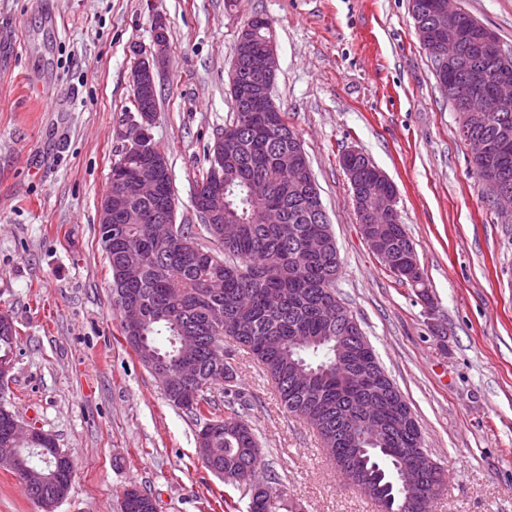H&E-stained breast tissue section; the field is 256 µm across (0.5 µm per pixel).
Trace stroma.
<instances>
[{
    "label": "stroma",
    "mask_w": 512,
    "mask_h": 512,
    "mask_svg": "<svg viewBox=\"0 0 512 512\" xmlns=\"http://www.w3.org/2000/svg\"><path fill=\"white\" fill-rule=\"evenodd\" d=\"M459 4L512 48V0ZM257 14L277 46L274 97L336 237V292L448 475L433 512H512V215L486 199L409 0H0V314L17 332L6 403L73 460L55 512H122L130 484L157 512H248V495L198 456L195 416L126 344L97 214L159 17L171 39L152 134L177 223L199 224L191 198L234 118L229 70ZM350 149L394 183L431 303L362 236L340 163ZM224 349L239 411L290 497L305 512H378L283 409L262 365L232 341Z\"/></svg>",
    "instance_id": "obj_1"
}]
</instances>
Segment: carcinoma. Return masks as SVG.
<instances>
[{
  "label": "carcinoma",
  "instance_id": "obj_1",
  "mask_svg": "<svg viewBox=\"0 0 512 512\" xmlns=\"http://www.w3.org/2000/svg\"><path fill=\"white\" fill-rule=\"evenodd\" d=\"M459 23L466 37L459 59L448 65V72L461 78L475 65L487 71L512 70L511 55L503 57L481 46L483 24L465 11L459 14ZM248 25L256 29L253 46L258 50L272 36V23L256 15ZM267 116L251 113V121L239 132L235 166L224 174L227 189L220 196V206L238 225L236 236L226 240L223 225L201 224L221 250L199 242L203 232L194 231L191 224L176 225V236L164 244L151 236V220L113 224L125 244L137 248L143 257L139 269L128 273L122 248L112 246V294L121 320L130 316L140 320L137 337L126 343L147 368L157 360L173 367L191 366L192 376L172 380L165 397L176 406L179 395L193 392L195 407L189 412L204 419V441H196L199 455L209 470L224 474L225 484L248 490L249 512H293V505L270 464L266 465L268 485L250 484L249 470L261 465L264 452L234 403L228 402L222 415L202 408L211 405L205 392L214 385L222 382L225 393H237L230 380L231 363L224 361L222 369L216 366L213 345L221 332L212 328V315L217 313L223 316V326L263 364L283 408L296 417L312 419L323 449L340 474L357 469L377 490L375 503L381 509L422 512L421 501L395 481V472L410 452L424 450L421 432L372 437L365 425L366 409L377 403L382 419H389L390 391L376 383L354 387L336 375L341 352L355 346V334L344 322H336V241L308 254L307 239L324 237L328 223L309 207L298 183L275 166L276 157L290 146L293 129L287 114H277L280 136L266 133ZM470 133L485 138L512 136V107L476 123ZM357 165L362 168L361 191L367 200L386 192L363 159ZM254 182L268 187L267 197L260 202L249 194ZM262 203L279 208L282 223H250L252 209ZM374 221L394 258L403 261L416 253L399 218L377 213ZM355 366L368 380L380 362L372 354L355 359ZM59 451L51 438L23 443L17 457L1 462L0 467L24 483L29 498L54 502L68 494L72 483L57 471ZM29 470L40 472L44 481L26 484Z\"/></svg>",
  "mask_w": 512,
  "mask_h": 512
}]
</instances>
